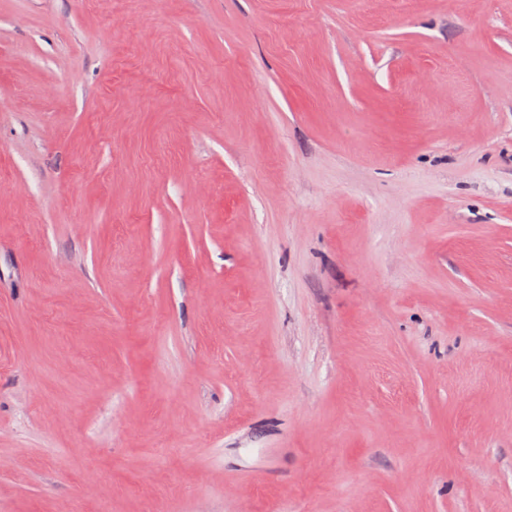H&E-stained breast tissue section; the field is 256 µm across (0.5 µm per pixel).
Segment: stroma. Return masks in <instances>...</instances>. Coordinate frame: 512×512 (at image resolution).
<instances>
[{"label":"stroma","mask_w":512,"mask_h":512,"mask_svg":"<svg viewBox=\"0 0 512 512\" xmlns=\"http://www.w3.org/2000/svg\"><path fill=\"white\" fill-rule=\"evenodd\" d=\"M512 512V0H0V512Z\"/></svg>","instance_id":"obj_1"}]
</instances>
